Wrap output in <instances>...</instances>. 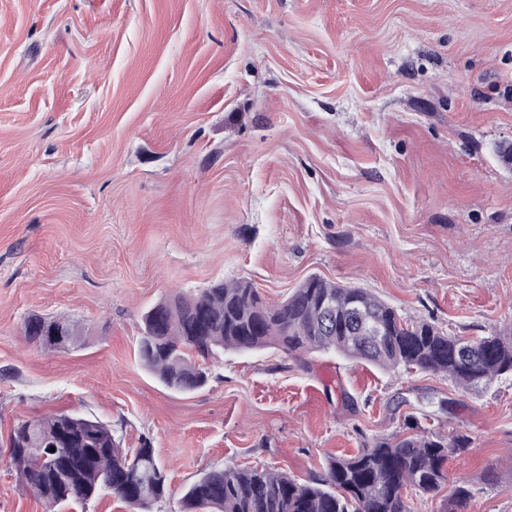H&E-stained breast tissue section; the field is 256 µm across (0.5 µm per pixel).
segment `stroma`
Wrapping results in <instances>:
<instances>
[{"instance_id": "stroma-1", "label": "stroma", "mask_w": 512, "mask_h": 512, "mask_svg": "<svg viewBox=\"0 0 512 512\" xmlns=\"http://www.w3.org/2000/svg\"><path fill=\"white\" fill-rule=\"evenodd\" d=\"M512 0H0V512L21 420L150 438L178 512L227 466L306 482L408 426L470 445L411 512H512V375L480 392L332 352L225 351L168 390L142 313L245 279L371 289L464 338L512 333ZM63 316L77 348L22 327ZM62 322H70L68 319L54 316L32 314L23 323V332L26 339L38 346L43 351L55 352L73 348L79 341V332L71 322L69 336L61 340L53 339L52 331Z\"/></svg>"}]
</instances>
